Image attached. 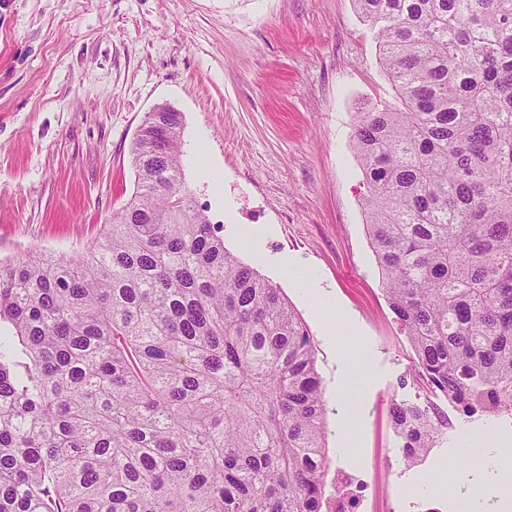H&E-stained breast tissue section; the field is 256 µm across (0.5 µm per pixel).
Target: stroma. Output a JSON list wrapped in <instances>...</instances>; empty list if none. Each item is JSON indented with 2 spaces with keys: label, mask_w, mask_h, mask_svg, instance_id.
I'll return each mask as SVG.
<instances>
[{
  "label": "stroma",
  "mask_w": 512,
  "mask_h": 512,
  "mask_svg": "<svg viewBox=\"0 0 512 512\" xmlns=\"http://www.w3.org/2000/svg\"><path fill=\"white\" fill-rule=\"evenodd\" d=\"M393 100L353 0H0V261L34 247L79 255L136 190L130 147L146 113L170 104L218 166L202 173L183 154L197 207L310 329L332 470L370 473L386 449L403 512L454 500L459 473L489 466L512 497V423L468 421L416 381L384 299L353 137L359 112ZM218 181L231 212L214 202ZM308 288L347 313L336 335L313 319ZM393 400L449 419L418 466L392 432ZM476 436L503 443L477 455Z\"/></svg>",
  "instance_id": "1"
}]
</instances>
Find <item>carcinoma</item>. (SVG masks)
Instances as JSON below:
<instances>
[{"mask_svg": "<svg viewBox=\"0 0 512 512\" xmlns=\"http://www.w3.org/2000/svg\"><path fill=\"white\" fill-rule=\"evenodd\" d=\"M394 104L358 114L366 232L416 373L512 414V0H354ZM147 113L137 191L78 257L0 264V512H325L313 337L183 182ZM415 465L448 419L404 403Z\"/></svg>", "mask_w": 512, "mask_h": 512, "instance_id": "cac0c4a2", "label": "carcinoma"}]
</instances>
